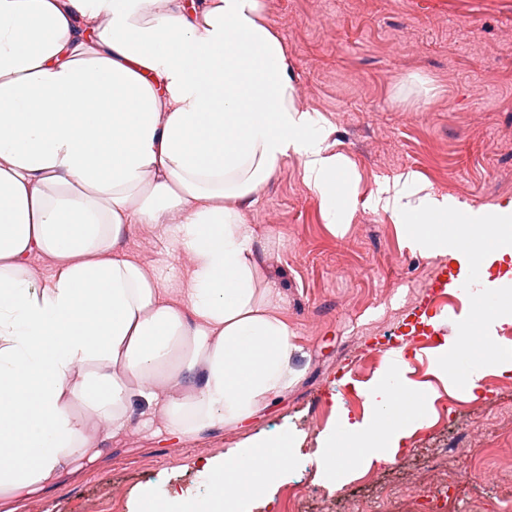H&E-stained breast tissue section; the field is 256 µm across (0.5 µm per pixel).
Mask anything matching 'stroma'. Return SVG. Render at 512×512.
I'll return each instance as SVG.
<instances>
[{"instance_id":"1","label":"stroma","mask_w":512,"mask_h":512,"mask_svg":"<svg viewBox=\"0 0 512 512\" xmlns=\"http://www.w3.org/2000/svg\"><path fill=\"white\" fill-rule=\"evenodd\" d=\"M263 17L284 43L300 105L318 115L330 152L348 157L353 174L351 220L345 233L326 219L320 195L298 158L281 161L246 217L264 242L259 254L277 288L299 348L300 376L287 392L239 426L186 442L160 418L134 414L94 461L81 460L49 490L26 498L0 497V512H136L146 492L191 490L205 480L195 461L216 456L253 436L288 431L303 450L335 423V407L361 418V386L373 380L386 350L402 344L411 380L439 395L433 413L406 440L391 465H372L337 491L318 479L314 462L294 464L275 487V512H289L288 489H300L299 512H350L355 501L377 512H406L405 499L387 498L428 465L445 461L462 470L480 462L492 480H460L427 499L446 512H512V373L487 374L482 396L464 395L457 375L431 372L430 353L411 337L419 306L441 255L412 249L403 224L374 206L380 184L390 191L411 181L474 208L512 202V0H263ZM128 250L176 281L184 265L145 229ZM485 424L478 455L465 454L467 431Z\"/></svg>"}]
</instances>
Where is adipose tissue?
Here are the masks:
<instances>
[{"instance_id":"1","label":"adipose tissue","mask_w":512,"mask_h":512,"mask_svg":"<svg viewBox=\"0 0 512 512\" xmlns=\"http://www.w3.org/2000/svg\"><path fill=\"white\" fill-rule=\"evenodd\" d=\"M297 103L261 0H0V492L31 495L101 454L145 405L194 440L267 408L299 378L295 334L245 215L291 156L346 229L351 163ZM412 245L448 240V198L416 185L385 199ZM147 227L183 254L175 285L125 248ZM462 335L466 394L488 363ZM362 420L313 456L329 490L356 465L391 464L429 394L380 375ZM288 434L196 464L208 494L145 495L140 512H271Z\"/></svg>"}]
</instances>
